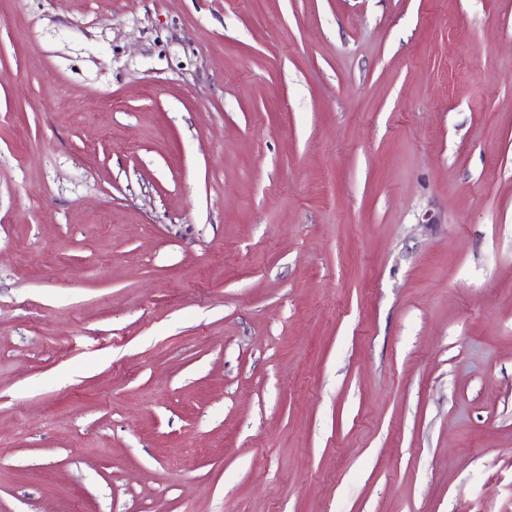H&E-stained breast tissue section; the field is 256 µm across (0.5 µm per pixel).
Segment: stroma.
<instances>
[{
    "label": "stroma",
    "mask_w": 512,
    "mask_h": 512,
    "mask_svg": "<svg viewBox=\"0 0 512 512\" xmlns=\"http://www.w3.org/2000/svg\"><path fill=\"white\" fill-rule=\"evenodd\" d=\"M0 512H512V0H0Z\"/></svg>",
    "instance_id": "35a3bbf8"
}]
</instances>
